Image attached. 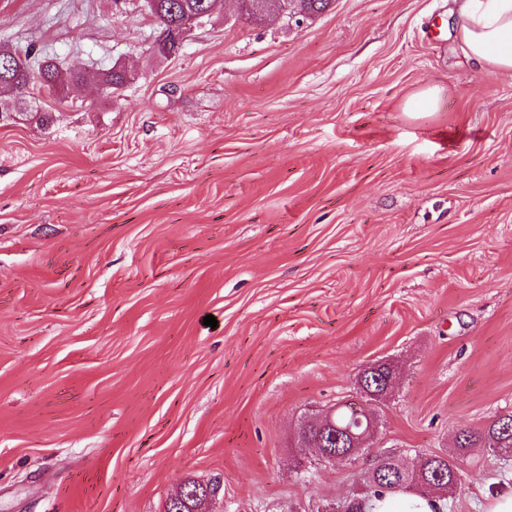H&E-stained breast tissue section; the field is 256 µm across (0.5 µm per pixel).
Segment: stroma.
<instances>
[{"label": "stroma", "mask_w": 512, "mask_h": 512, "mask_svg": "<svg viewBox=\"0 0 512 512\" xmlns=\"http://www.w3.org/2000/svg\"><path fill=\"white\" fill-rule=\"evenodd\" d=\"M458 26L448 0L299 26L221 0L163 57L145 0H0V46L85 75L0 122V512H165L217 475L224 512H322L368 457L512 412V76ZM377 362L370 447L318 461L300 427ZM461 467L444 512L512 485L487 448Z\"/></svg>", "instance_id": "1"}]
</instances>
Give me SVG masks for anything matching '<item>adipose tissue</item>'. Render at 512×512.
I'll use <instances>...</instances> for the list:
<instances>
[{
	"label": "adipose tissue",
	"mask_w": 512,
	"mask_h": 512,
	"mask_svg": "<svg viewBox=\"0 0 512 512\" xmlns=\"http://www.w3.org/2000/svg\"><path fill=\"white\" fill-rule=\"evenodd\" d=\"M458 39L467 58L512 73V0H455Z\"/></svg>",
	"instance_id": "adipose-tissue-1"
}]
</instances>
